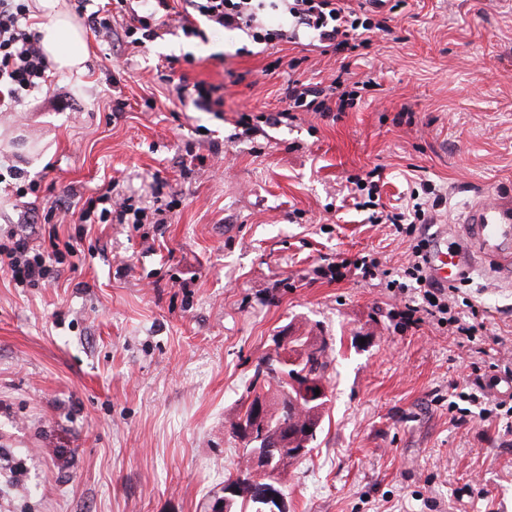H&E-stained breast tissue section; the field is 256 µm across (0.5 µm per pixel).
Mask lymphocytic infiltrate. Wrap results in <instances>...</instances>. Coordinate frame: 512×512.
Returning <instances> with one entry per match:
<instances>
[{"label": "lymphocytic infiltrate", "mask_w": 512, "mask_h": 512, "mask_svg": "<svg viewBox=\"0 0 512 512\" xmlns=\"http://www.w3.org/2000/svg\"><path fill=\"white\" fill-rule=\"evenodd\" d=\"M126 0H114V14L122 19L124 35L135 48L144 47L159 27L178 22L189 36L203 37V24L216 28L246 31L258 44L309 41L321 53L356 51L372 45L375 38L390 34L392 17L389 0H147L143 12H125ZM277 13V28L267 26L269 13ZM29 0H0V112L16 111L27 96L45 85L50 63L42 52L38 32L29 25ZM356 91L344 81L333 79L330 85L290 80L285 91L286 105L270 113L267 122L279 125L297 112H313L323 117L353 107ZM429 182L412 189L411 206L380 209L370 215L374 224L391 225L397 234L410 236L411 255L402 269L387 267L379 257H361L359 271L364 281L385 285L398 303V316L405 327L416 328L429 322L448 331L458 343L467 345L472 357L488 358V368L512 375V360L507 353L512 343L507 338L485 337L477 311H463L456 285L440 287L428 278L426 269L428 238L417 235L418 225L431 223L424 203L435 194ZM101 223H143L155 219L166 223L162 207L146 210L123 199L112 206V188L99 189ZM79 253L73 243L50 241L48 247L33 248L26 236L10 232L0 237V271L6 272L22 288H36L58 280L66 257Z\"/></svg>", "instance_id": "f902f5d3"}]
</instances>
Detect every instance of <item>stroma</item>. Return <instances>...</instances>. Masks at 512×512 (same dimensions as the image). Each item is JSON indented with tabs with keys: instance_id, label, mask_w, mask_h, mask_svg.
Segmentation results:
<instances>
[{
	"instance_id": "obj_1",
	"label": "stroma",
	"mask_w": 512,
	"mask_h": 512,
	"mask_svg": "<svg viewBox=\"0 0 512 512\" xmlns=\"http://www.w3.org/2000/svg\"><path fill=\"white\" fill-rule=\"evenodd\" d=\"M391 27L359 55L175 24L135 50L89 29L83 73H51L0 114L1 230L40 246L51 206L111 181L113 201L171 206L163 224L65 214L59 239L81 255L54 285L0 271V512H209L242 453L225 419L290 324L335 351L317 446L283 479L288 512H512V430L448 411L461 390L507 398L512 378L472 374L436 326L400 329L385 288L329 272L407 260L350 177L379 169L387 205L432 181L440 225L512 190V0H405ZM169 63L222 86L223 111L175 113ZM342 71L374 84L340 117L266 125L289 78ZM404 105L413 122L395 125ZM10 165L33 192L16 194ZM463 292L512 337V288L481 270Z\"/></svg>"
}]
</instances>
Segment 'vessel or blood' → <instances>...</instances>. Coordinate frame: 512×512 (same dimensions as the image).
I'll return each mask as SVG.
<instances>
[{
    "label": "vessel or blood",
    "instance_id": "vessel-or-blood-1",
    "mask_svg": "<svg viewBox=\"0 0 512 512\" xmlns=\"http://www.w3.org/2000/svg\"><path fill=\"white\" fill-rule=\"evenodd\" d=\"M512 285V191L471 202L452 239L436 238L428 255V275L440 284L455 283L479 269Z\"/></svg>",
    "mask_w": 512,
    "mask_h": 512
}]
</instances>
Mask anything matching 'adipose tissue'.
Instances as JSON below:
<instances>
[{
  "label": "adipose tissue",
  "mask_w": 512,
  "mask_h": 512,
  "mask_svg": "<svg viewBox=\"0 0 512 512\" xmlns=\"http://www.w3.org/2000/svg\"><path fill=\"white\" fill-rule=\"evenodd\" d=\"M40 46L55 69L80 73L87 59L85 32L66 0H37Z\"/></svg>",
  "instance_id": "obj_1"
}]
</instances>
